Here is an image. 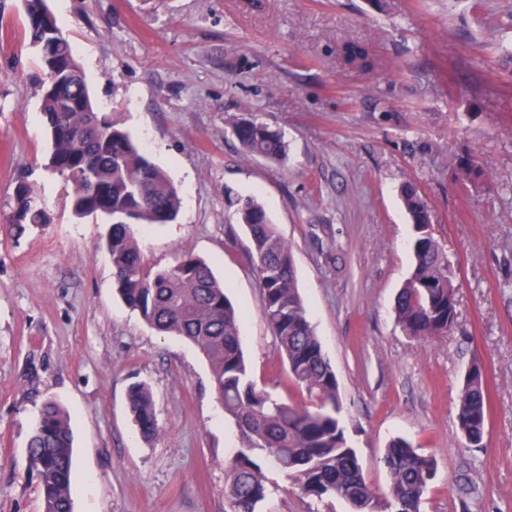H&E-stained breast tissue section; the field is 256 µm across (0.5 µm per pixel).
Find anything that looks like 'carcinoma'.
I'll return each instance as SVG.
<instances>
[{
  "label": "carcinoma",
  "instance_id": "carcinoma-1",
  "mask_svg": "<svg viewBox=\"0 0 512 512\" xmlns=\"http://www.w3.org/2000/svg\"><path fill=\"white\" fill-rule=\"evenodd\" d=\"M46 9L43 0H33V6L24 9V22L42 65L38 87L49 158L59 175L74 185L73 213L109 221L106 247L124 302L157 333L189 341L209 361L215 392L240 440L225 473V497L235 512H259L267 496L264 464L269 462L295 478L309 497H338L353 512H378L377 496L341 425L336 373L303 306L291 249L264 206L253 197L234 200L250 242L263 317L286 359L289 379L307 396L300 403L275 399L254 383L240 341V315L206 262L185 256L168 269L146 267L131 225L175 221L178 192L127 130L95 111L74 47ZM341 59L361 71L378 63L369 47L356 42L344 44ZM233 134L248 157L279 164L288 158L282 136L263 123L238 120ZM452 165L467 188L485 179L468 151L456 154ZM401 198L413 227V263L395 299L396 321L416 339L445 336L457 322L455 272L432 232L431 211L419 188L405 184ZM49 222L33 187L18 180L13 205L0 213V227L18 239ZM127 401L140 436L154 439L159 427L147 385H131ZM487 413L484 369L475 362L464 375L456 410L458 432L473 448L484 447ZM27 448L43 512H73V433L69 414L55 401L43 405ZM383 462L389 476L388 512H420L422 497L435 477L434 460L398 437L388 443Z\"/></svg>",
  "mask_w": 512,
  "mask_h": 512
}]
</instances>
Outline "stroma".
<instances>
[{"label":"stroma","mask_w":512,"mask_h":512,"mask_svg":"<svg viewBox=\"0 0 512 512\" xmlns=\"http://www.w3.org/2000/svg\"><path fill=\"white\" fill-rule=\"evenodd\" d=\"M95 107L169 176L170 224L134 226L152 269L208 262L243 318L258 387L299 399L261 311L249 240L224 192L256 196L293 255L299 294L339 381L346 435L368 483L396 437L436 461L420 512H512V0H47ZM368 45L379 66H345ZM21 0H0V210L18 180L51 223L0 230V512H43L27 443L42 405L71 417L73 512H231L224 470L239 446L207 360L151 329L117 293L108 224L76 217L50 144ZM246 118L278 131L288 161L247 157ZM488 184L460 185L455 153ZM416 184L457 274V323L415 340L394 301L411 269L400 187ZM485 369V448L455 415L463 376ZM151 390L159 434L144 441L131 384ZM261 512H352L266 467ZM341 59L344 65L361 71L372 70L378 63L375 54L369 47L356 42H347L344 44Z\"/></svg>","instance_id":"35a3bbf8"}]
</instances>
